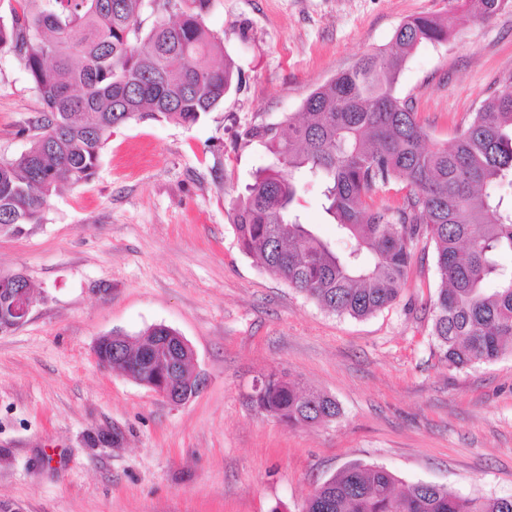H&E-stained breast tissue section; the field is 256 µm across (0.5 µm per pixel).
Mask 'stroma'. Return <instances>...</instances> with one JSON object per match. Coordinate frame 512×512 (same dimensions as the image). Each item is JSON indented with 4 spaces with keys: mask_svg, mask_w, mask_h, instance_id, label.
Wrapping results in <instances>:
<instances>
[{
    "mask_svg": "<svg viewBox=\"0 0 512 512\" xmlns=\"http://www.w3.org/2000/svg\"><path fill=\"white\" fill-rule=\"evenodd\" d=\"M449 0H212L204 17L236 63L234 90L191 126L115 129L94 177L52 195L44 220L0 233V274L36 301L0 332V504L14 512H303L353 463L469 496L512 494V354L457 370L431 334L439 283L420 241L399 299L364 319L328 312L266 272L236 239L233 208L268 162L244 129L298 114L316 87L396 28ZM399 78L432 140L451 143L512 75V0L454 14ZM43 103L0 53V159ZM163 324L194 352L197 393L175 404L103 368L101 336ZM273 370L339 403L288 428L251 406Z\"/></svg>",
    "mask_w": 512,
    "mask_h": 512,
    "instance_id": "obj_1",
    "label": "stroma"
}]
</instances>
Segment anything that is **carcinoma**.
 <instances>
[{
  "label": "carcinoma",
  "instance_id": "obj_1",
  "mask_svg": "<svg viewBox=\"0 0 512 512\" xmlns=\"http://www.w3.org/2000/svg\"><path fill=\"white\" fill-rule=\"evenodd\" d=\"M155 14L143 28L145 2ZM502 0H460L474 17ZM210 0H12L0 14V50L17 57L43 110L20 129L29 147L0 159V232L39 224L60 185L91 179L114 128L165 119L193 125L224 103L237 67L214 64L220 42L205 26ZM448 18L400 23L388 49L361 56L314 89L301 118L245 130V142L273 158L259 169L234 207L242 251L330 312L362 319L399 296L413 251L435 245L439 285L432 336L456 369L512 353V75L484 98L449 147L430 142L411 100L397 91L404 63L419 46L442 44ZM321 185L324 211L336 226L339 251L300 220L301 193ZM400 182L394 207L373 209L370 193ZM107 362L146 387L176 366L172 389L195 394L192 352L178 333L153 325L99 350ZM260 414L290 428L327 423L340 414L330 396L275 371L252 388ZM400 480L380 466L351 464L308 498L304 512H512V496L470 497Z\"/></svg>",
  "mask_w": 512,
  "mask_h": 512
}]
</instances>
